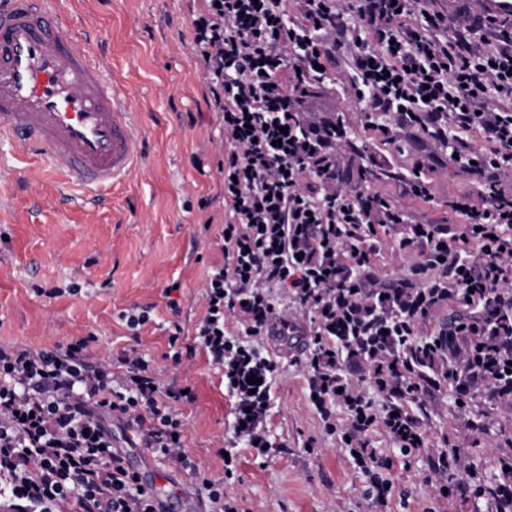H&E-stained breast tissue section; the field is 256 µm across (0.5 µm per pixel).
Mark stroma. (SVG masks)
Segmentation results:
<instances>
[{"label": "stroma", "mask_w": 512, "mask_h": 512, "mask_svg": "<svg viewBox=\"0 0 512 512\" xmlns=\"http://www.w3.org/2000/svg\"><path fill=\"white\" fill-rule=\"evenodd\" d=\"M65 2L73 20L89 26L88 48L103 59L107 77L128 93L129 108L145 128L142 156L105 204L83 208L61 198L50 161L23 159L18 145L0 140V344L49 349L85 338L93 357L134 350L164 384L191 386L197 399L180 409L195 470L151 460L168 490L207 478L223 481L244 512H374L365 477L308 399L305 354L258 346L276 365L268 417L273 451L264 457L233 442V398L223 373L193 346L204 315L202 286L211 266L224 260L203 224L226 217L217 171L222 119L192 42L202 0ZM351 68V60L337 58L333 71L313 82L308 99L314 119L343 120L357 145L339 155L347 183L395 204L409 223L456 231L462 220L448 202L477 198L480 180L450 167L423 132L393 143L380 131L385 117L365 124L352 105ZM370 171L385 173V180L368 183ZM417 176L430 201L408 193ZM134 306L152 309L151 323L136 336L121 318ZM174 348L181 363L170 356ZM429 375L438 386L408 405L426 431L425 448L405 456L383 429L370 435L379 454L393 461L388 510L485 512L477 489L494 482L501 460L512 459V412L483 396L459 405L440 368ZM230 445L238 465L228 480L217 452ZM453 446L466 449L468 471L433 474V457ZM439 484L450 487L449 497L438 496Z\"/></svg>", "instance_id": "obj_1"}]
</instances>
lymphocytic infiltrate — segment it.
Here are the masks:
<instances>
[{
    "label": "lymphocytic infiltrate",
    "instance_id": "1",
    "mask_svg": "<svg viewBox=\"0 0 512 512\" xmlns=\"http://www.w3.org/2000/svg\"><path fill=\"white\" fill-rule=\"evenodd\" d=\"M422 0H204L193 44L203 64L228 149L218 166L229 218L221 224L222 264L202 287L205 316L194 342L224 373L234 398L235 433L257 455L268 439L273 363L231 338L303 322L310 352L309 401L328 432H340L368 478L367 495L388 506L389 458L366 434L382 426L402 453L426 434L402 405L381 411L371 396L421 392L425 369L454 361L463 397L487 394L512 409V372L497 356L512 347V29L497 16L448 18ZM496 45H489L488 34ZM351 55L354 95L365 120L395 117L385 132L428 133L438 147L453 130L478 131L484 145L454 163L484 176L483 203L454 202L466 224H408L379 196L336 183L332 123L304 119L308 85L337 53ZM416 255L408 276L386 284L371 256L382 237ZM278 290L282 303L270 292ZM466 311L458 324L422 334L445 304ZM90 361L87 342L48 350L0 346V499L10 512H157V504L113 430L182 469L178 401L193 394L161 387L148 362L131 353ZM258 385H251V377ZM344 407L337 429L332 410Z\"/></svg>",
    "mask_w": 512,
    "mask_h": 512
}]
</instances>
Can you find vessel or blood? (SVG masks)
Instances as JSON below:
<instances>
[{
  "label": "vessel or blood",
  "mask_w": 512,
  "mask_h": 512,
  "mask_svg": "<svg viewBox=\"0 0 512 512\" xmlns=\"http://www.w3.org/2000/svg\"><path fill=\"white\" fill-rule=\"evenodd\" d=\"M142 126L70 34L59 0H0V140L50 160L67 185L99 200L139 163ZM161 512H194L143 470Z\"/></svg>",
  "instance_id": "1"
}]
</instances>
